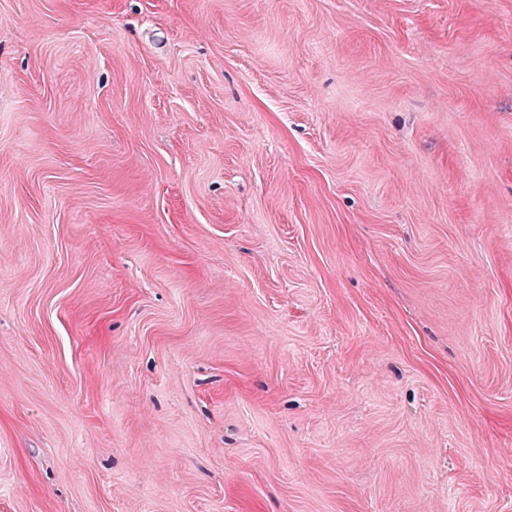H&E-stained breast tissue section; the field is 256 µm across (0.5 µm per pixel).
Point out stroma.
Wrapping results in <instances>:
<instances>
[{
  "instance_id": "stroma-1",
  "label": "stroma",
  "mask_w": 512,
  "mask_h": 512,
  "mask_svg": "<svg viewBox=\"0 0 512 512\" xmlns=\"http://www.w3.org/2000/svg\"><path fill=\"white\" fill-rule=\"evenodd\" d=\"M0 512H512V0H0Z\"/></svg>"
}]
</instances>
